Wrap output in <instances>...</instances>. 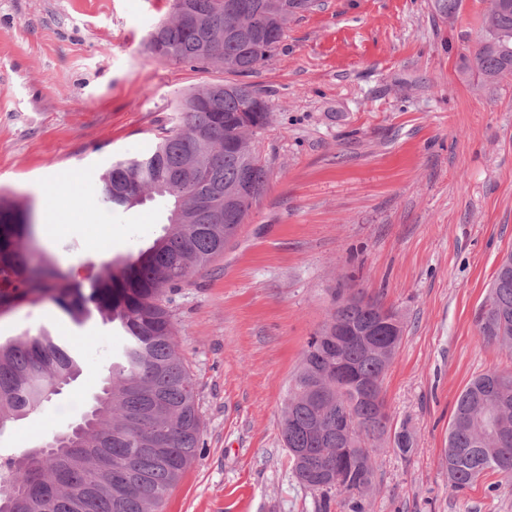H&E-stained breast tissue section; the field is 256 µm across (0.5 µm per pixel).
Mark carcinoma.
<instances>
[{"instance_id":"carcinoma-1","label":"carcinoma","mask_w":512,"mask_h":512,"mask_svg":"<svg viewBox=\"0 0 512 512\" xmlns=\"http://www.w3.org/2000/svg\"><path fill=\"white\" fill-rule=\"evenodd\" d=\"M171 0V13L187 8L224 32L252 26V39L226 36L213 44L175 18L149 36V48H167L175 63L212 64L248 75L278 49L288 21L317 0ZM483 82L512 75V3L486 11L483 35L467 59ZM181 125L158 138L141 156L118 160L99 176L101 195L119 208L139 193L167 206L164 233L136 255L114 259L92 288H83L60 268L33 262L37 223L32 206L0 195V310L34 296L49 298L81 326L98 315L125 342L108 368L105 386L86 411L97 426L88 458L109 439L104 477L94 483L83 468L54 460L14 463L27 454L0 456V479L15 481L36 501L35 512H162L169 490L201 448L197 389L175 348L178 333L171 305L190 277L208 269L237 237L265 194L269 168L253 139L271 121L261 92L252 84H218L184 96ZM399 313L361 288H337L329 319L307 342L288 387L282 428L288 447L302 448L307 463L289 458L300 485L317 494L318 512H330L332 496L348 512H365L375 489L374 449L388 433L383 391L364 398V387L385 375L397 349L371 354L365 330ZM480 339L512 355V254L498 267L483 305ZM341 345H336V340ZM82 366L71 346L43 327L34 334L0 340V424L10 427L49 402L52 389L77 378ZM355 417L362 439L340 441L339 414ZM448 481L463 489L493 473L512 487V370H487L472 378L456 399L448 427Z\"/></svg>"}]
</instances>
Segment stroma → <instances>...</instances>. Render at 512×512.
<instances>
[{"label": "stroma", "mask_w": 512, "mask_h": 512, "mask_svg": "<svg viewBox=\"0 0 512 512\" xmlns=\"http://www.w3.org/2000/svg\"><path fill=\"white\" fill-rule=\"evenodd\" d=\"M488 0L449 19L431 0H319L248 78L272 112L254 145L266 194L221 259L173 303L177 349L197 384L204 446L163 512H316L291 474L281 421L329 294L352 285L396 309L405 332L383 382L392 430L366 512H512L489 474L453 489L442 457L469 380L512 367L476 318L512 252V77L465 68ZM171 0H0V193L32 202L38 246L73 278L161 235L165 209L99 205V176L148 153L182 95L239 82L148 49ZM63 225L60 233L52 225ZM48 328L75 346L78 379L0 433V453L78 422L120 345L50 300L0 312V336Z\"/></svg>", "instance_id": "1"}]
</instances>
